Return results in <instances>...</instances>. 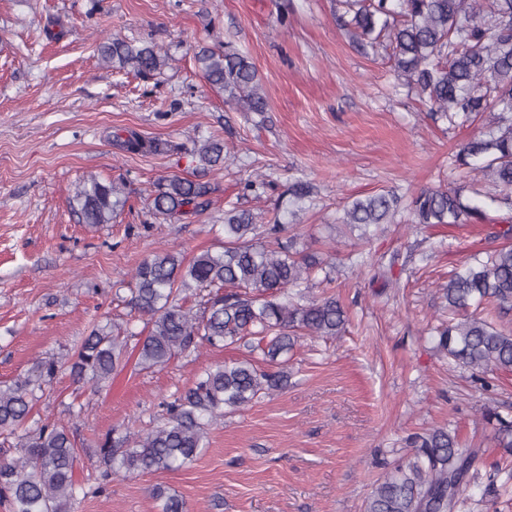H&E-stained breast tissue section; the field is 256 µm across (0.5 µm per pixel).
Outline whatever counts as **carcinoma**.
Wrapping results in <instances>:
<instances>
[{"instance_id": "obj_1", "label": "carcinoma", "mask_w": 512, "mask_h": 512, "mask_svg": "<svg viewBox=\"0 0 512 512\" xmlns=\"http://www.w3.org/2000/svg\"><path fill=\"white\" fill-rule=\"evenodd\" d=\"M348 22L355 40L391 47L394 71L415 88L429 105L428 116L453 123L493 113L488 130L460 145L461 165L488 178L493 188L512 190V0H348ZM101 58L115 69L127 67L146 78L162 69L168 56L150 43L137 46L115 38L100 46ZM211 88L228 94L242 112H264L267 101L257 82L255 66L246 54L226 45L202 47L195 53ZM133 153H167L176 146L146 141L130 130L117 137ZM210 168L224 165V143L210 138L195 149ZM209 186L174 175L159 183L152 212L172 224L203 214L209 206ZM114 182L91 179L72 197L84 224H109L125 205ZM401 198L383 191L353 200L344 209L349 227L390 224ZM413 224H466L485 218L477 204L463 199V188H427L410 203ZM495 232L503 245L485 261L466 262L444 288L448 310L460 316L439 330L438 346L454 361L475 373L512 369V335L499 331L476 309L485 304L512 308V216ZM285 225L257 224L247 210L224 211V248L206 250L188 264L168 251H158L135 269L131 309L147 317V334L135 344L137 365L151 369L206 343L227 347L248 336L266 341L262 349L271 365L262 370L251 359L215 364L202 371L193 385L161 402L162 425L143 435L107 434L98 444L101 466L97 486L75 479L79 450L70 428L38 423L26 432L22 454L0 459V501L11 512H71L78 495L102 491L103 482L122 472L177 471L192 463L208 445L207 426L240 410L263 394L279 391L288 372L274 370L278 358L292 350L297 335L341 334L347 312L334 296L304 304L290 290L307 283L323 262L291 251L280 241ZM267 239L276 247L262 243ZM209 289L194 312L180 304V295ZM133 336L119 324L92 326L73 354L38 363L33 379L0 385V432L13 435L31 420L36 391L62 372L94 387L112 379L125 366L127 340ZM499 447L512 455V422L496 412ZM413 452L401 458L372 492L365 512H460L464 492L478 455L462 448L448 429L438 428L409 440ZM512 493V466H493L484 494L492 498ZM152 497L160 512H184V503L156 487Z\"/></svg>"}]
</instances>
